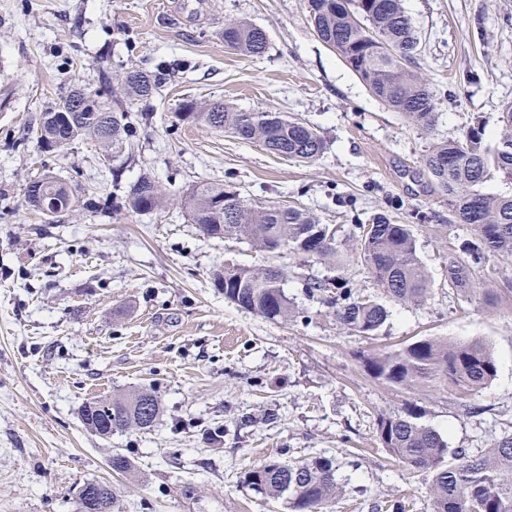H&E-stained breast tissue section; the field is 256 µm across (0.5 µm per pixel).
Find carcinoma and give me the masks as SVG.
Masks as SVG:
<instances>
[{
  "label": "carcinoma",
  "instance_id": "carcinoma-1",
  "mask_svg": "<svg viewBox=\"0 0 512 512\" xmlns=\"http://www.w3.org/2000/svg\"><path fill=\"white\" fill-rule=\"evenodd\" d=\"M310 20L317 37L336 51L380 101L424 131L435 125L436 95L411 68L418 37L403 0H308ZM224 46L242 55L266 52V32L247 22L230 20L221 33ZM170 67L154 71L131 69L120 77L127 99L141 101L168 80ZM175 119L224 131L246 142H259L270 152L290 161L307 163L320 156L325 142L319 133L282 112H240L228 103L202 105L184 101ZM499 130L490 142L482 124L472 125L455 139L433 143L421 165L435 191L448 201V213L470 226L475 237L448 248L445 268L448 289L458 295L475 293L478 266L485 254L512 258V194L486 193L483 185L497 174L512 182V104L499 117ZM37 143L63 148L89 138L106 150L105 160L122 157L132 144L136 124L118 103L91 93L79 83L39 117ZM26 198L41 213L40 202H56L59 211L82 205L93 210L130 209L149 213L166 198L165 190L148 174L129 184L121 196L84 199L51 172L28 183ZM181 206L203 235L218 240L245 239L263 252L292 250L308 259L336 255V228L322 224L297 207L249 204L222 183H202L180 197ZM371 229L356 224L348 239L380 288L383 296L404 304L422 305L430 295V280L418 256L410 224H397L385 213L370 218ZM224 300L271 321H286L294 308L276 268H251L226 264L212 274ZM308 291L328 293L336 324L362 335L377 332L387 321L386 306L372 296L352 292L346 284L313 280ZM376 379L401 389L425 391L435 385L463 393L490 383L497 362L481 339L448 342L434 338L364 358ZM161 413L155 393L141 389L125 395L86 403L81 421L91 432L110 437L129 429L149 430ZM423 412L408 405L403 411L379 416L377 440L408 470L431 475V512H512V434L490 447L473 452L448 448L440 433L422 422ZM336 460H272L244 474L243 485L262 497L287 496L291 512H323L336 494ZM77 496V512L90 506L115 512L118 492L109 483L87 481Z\"/></svg>",
  "mask_w": 512,
  "mask_h": 512
}]
</instances>
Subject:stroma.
<instances>
[{"label":"stroma","instance_id":"1","mask_svg":"<svg viewBox=\"0 0 512 512\" xmlns=\"http://www.w3.org/2000/svg\"><path fill=\"white\" fill-rule=\"evenodd\" d=\"M420 44L414 69L436 95L425 132L371 95L313 31L307 0H0V512H73L87 481L120 490V512H289L243 475L273 458L336 459L338 493L324 512H386L406 496L431 512L428 473L405 470L376 440L379 415L415 404L449 447H490L512 433V298L497 306L449 293L443 256L471 237L421 167L432 142L468 126L498 130L512 103V0H404ZM263 28L259 57L225 48V21ZM175 72L132 116L149 113L122 182L152 174L167 191L150 213L29 211L25 189L45 171L77 192H113L93 140L45 149L32 129L73 83L103 89L101 69ZM223 100L244 112H282L315 128L326 147L293 163L257 143L180 123L183 100ZM228 183L250 203L294 206L342 229L386 212L412 225L431 279L420 306L386 300L370 337L340 329L306 288L336 279L378 288L353 242L339 263L248 241L204 236L177 200L198 183ZM449 224L447 236L436 225ZM227 263L274 266L297 315L275 323L225 301L212 273ZM480 338L497 360L484 388L419 393L375 378L364 355L423 339ZM154 390L163 414L148 431L103 439L79 417L94 397ZM224 426V442L204 428ZM126 454L137 479L108 459Z\"/></svg>","mask_w":512,"mask_h":512}]
</instances>
